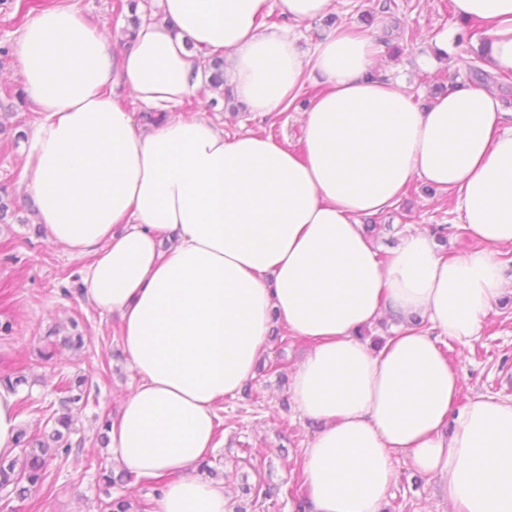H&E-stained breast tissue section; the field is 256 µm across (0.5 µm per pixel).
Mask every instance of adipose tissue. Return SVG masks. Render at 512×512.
Segmentation results:
<instances>
[{
	"label": "adipose tissue",
	"mask_w": 512,
	"mask_h": 512,
	"mask_svg": "<svg viewBox=\"0 0 512 512\" xmlns=\"http://www.w3.org/2000/svg\"><path fill=\"white\" fill-rule=\"evenodd\" d=\"M132 44L71 5L41 11L14 54L38 115L25 184L51 241L92 255L83 293L118 316L139 382L110 446L138 477L169 475L156 512H227L195 474L213 446L214 406L253 373L274 322L311 345L296 408L320 428L302 454L305 512H385L403 456L454 512H512V399H461L441 339L468 343L506 296L512 245V110L476 82L416 103L377 69L373 36L342 27L302 53L263 27L271 0H157ZM484 24L489 68L512 73V0H454ZM224 57V88L260 115L292 109L311 75L301 150L169 113ZM162 118L137 131L115 89ZM451 196L477 247L440 256L425 231L381 263L361 217L414 180ZM402 325L380 347L360 328Z\"/></svg>",
	"instance_id": "obj_1"
}]
</instances>
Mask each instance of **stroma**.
I'll use <instances>...</instances> for the list:
<instances>
[{"mask_svg":"<svg viewBox=\"0 0 512 512\" xmlns=\"http://www.w3.org/2000/svg\"><path fill=\"white\" fill-rule=\"evenodd\" d=\"M381 0H336L338 24L376 36L382 46L378 69L398 81L416 101L427 102L438 87L466 80L456 64L458 36L470 27L455 17L452 0H394L390 11H382ZM416 33L403 38V29ZM448 35L447 58L436 57L432 38ZM22 80L15 58L0 66V104L12 106L0 111V182L13 181L18 204L15 215L0 224V377L25 376L17 389L19 415L31 433L48 429V419L58 407L55 388L60 380L84 379L87 400L73 410L82 445L66 459L51 460L47 472L51 493L37 492L28 499L11 500V512H97L100 490L98 467L119 471L111 448L101 444L98 433L105 418L116 417L122 399L139 378L120 353V322L100 313L83 293L64 296L69 274H83L91 256H71L65 247L49 241L40 232L34 205L25 195L22 182L25 145L14 142L11 133L18 121L32 122L30 105L10 103L7 89L20 87ZM210 95L201 87L189 104L179 105L183 118L206 115L223 123L224 131L235 134L260 130L294 145L298 142L301 114L298 110L276 112L259 118L249 112H235L224 106L202 110ZM374 243L380 254L396 249L406 233L422 227L443 226L440 250L453 258L469 253L475 246L462 228V219L448 195L414 182L395 205L374 219ZM82 333L83 349L58 345L62 336ZM307 345L275 325L259 369L247 379L241 391L216 407L218 436L207 461L214 480L222 482L231 512H296L297 499L308 488L299 476L303 446L318 429L316 421L304 417L289 394L292 375ZM448 355L462 379V394L497 395L512 398V296L505 297L484 321L471 344H449ZM397 481L390 491L387 512H452V506L438 486L416 473L404 457H396Z\"/></svg>","mask_w":512,"mask_h":512,"instance_id":"stroma-1","label":"stroma"}]
</instances>
